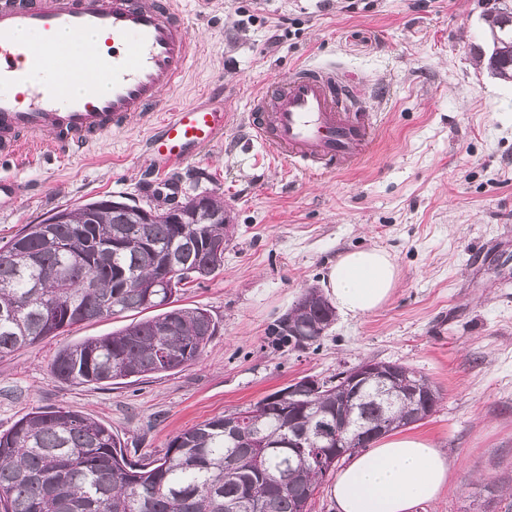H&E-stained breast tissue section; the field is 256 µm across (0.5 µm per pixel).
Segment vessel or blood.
<instances>
[{
    "label": "vessel or blood",
    "instance_id": "b4317fda",
    "mask_svg": "<svg viewBox=\"0 0 512 512\" xmlns=\"http://www.w3.org/2000/svg\"><path fill=\"white\" fill-rule=\"evenodd\" d=\"M183 0H0V158L22 146L62 157L130 124L146 127L151 171L196 159L224 135L226 107H167L201 53ZM95 33L72 66L56 35ZM244 122L308 173L354 166L374 139L353 75L304 65L255 93Z\"/></svg>",
    "mask_w": 512,
    "mask_h": 512
}]
</instances>
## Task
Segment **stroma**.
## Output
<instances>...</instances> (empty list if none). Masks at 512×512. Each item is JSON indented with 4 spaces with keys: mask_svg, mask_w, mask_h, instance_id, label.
Segmentation results:
<instances>
[{
    "mask_svg": "<svg viewBox=\"0 0 512 512\" xmlns=\"http://www.w3.org/2000/svg\"><path fill=\"white\" fill-rule=\"evenodd\" d=\"M202 52L174 102L222 90V142L150 186L145 129L110 134L64 160L0 159L28 187L0 211V245L58 210L125 196L146 208L220 197L224 264L179 294L216 332L182 371L73 384L50 364L64 347L140 320L129 312L68 328L0 358V432L63 406L118 435L129 458L253 405L296 378L326 380L361 361L409 365L441 394L408 426L454 459L452 481L417 512H512V83L493 76L487 0H185ZM336 62L362 83L376 138L349 170L311 176L249 137L252 93L290 68ZM375 246L398 269L380 310L337 315L318 346L277 344L270 327L345 252Z\"/></svg>",
    "mask_w": 512,
    "mask_h": 512,
    "instance_id": "stroma-1",
    "label": "stroma"
}]
</instances>
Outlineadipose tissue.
<instances>
[{
    "label": "adipose tissue",
    "mask_w": 512,
    "mask_h": 512,
    "mask_svg": "<svg viewBox=\"0 0 512 512\" xmlns=\"http://www.w3.org/2000/svg\"><path fill=\"white\" fill-rule=\"evenodd\" d=\"M390 255L377 247L343 253L331 265L325 290L343 315L358 317L383 307L397 284ZM453 464L431 441L402 433L354 455L330 489L337 512H416L448 484Z\"/></svg>",
    "instance_id": "1"
}]
</instances>
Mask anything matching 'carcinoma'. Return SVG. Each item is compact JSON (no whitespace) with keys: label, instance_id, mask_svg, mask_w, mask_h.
Masks as SVG:
<instances>
[{"label":"carcinoma","instance_id":"1","mask_svg":"<svg viewBox=\"0 0 512 512\" xmlns=\"http://www.w3.org/2000/svg\"><path fill=\"white\" fill-rule=\"evenodd\" d=\"M492 73L512 81V7L486 17ZM179 202L138 224L133 212L106 199L55 213L62 219L43 230L28 224L0 246V358L84 322V312L102 306L105 315L154 309L157 314L108 335L91 337L60 350L51 363L61 380L112 383L132 377L181 371L195 364L215 334L214 320L201 327L203 308L175 305L182 288L196 281L191 270L213 265L208 241L224 236V203L208 195L200 202V223L184 235L172 213L189 210ZM172 260L181 274L171 288H126L127 271L143 281L158 280ZM334 310L324 300L303 310L302 300L284 314L271 333L301 348L293 326L320 321ZM397 390L386 394L378 380L367 382L348 418V431H387L411 425L401 392L425 393L426 416L440 400L437 388L414 369L398 365ZM346 395L337 384L288 409L262 398L244 409L267 447L248 454L224 433V417L197 424L174 436L160 457L131 460L119 438L98 420L58 407L31 412L0 433V512H300L306 492L316 491L325 470L307 454L283 447L288 417L308 431L309 447L324 456L323 428L334 422L336 401Z\"/></svg>","mask_w":512,"mask_h":512}]
</instances>
